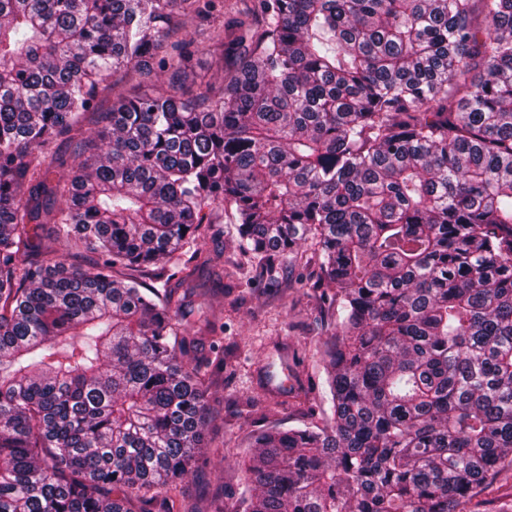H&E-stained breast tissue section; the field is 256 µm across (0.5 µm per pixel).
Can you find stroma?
I'll use <instances>...</instances> for the list:
<instances>
[{
    "mask_svg": "<svg viewBox=\"0 0 512 512\" xmlns=\"http://www.w3.org/2000/svg\"><path fill=\"white\" fill-rule=\"evenodd\" d=\"M190 36L202 42L206 51L196 57L193 76L179 90L186 98L219 79L223 49L213 24L192 29ZM216 230L213 265L223 268L224 278L216 280L212 270H203L193 280L210 289L207 304L224 325V387L209 397L214 417L210 435L222 448L208 451L198 471L174 494V512H184L191 504L205 512L215 500L224 512H233L235 497L227 481L238 472L250 433L277 423L285 427L327 423L316 409L318 380L310 362L326 331L310 289L280 273L271 281L255 277L248 259L235 248L232 210H225ZM269 396L278 403L273 416L263 407Z\"/></svg>",
    "mask_w": 512,
    "mask_h": 512,
    "instance_id": "stroma-1",
    "label": "stroma"
}]
</instances>
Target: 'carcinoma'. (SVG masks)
<instances>
[{
	"mask_svg": "<svg viewBox=\"0 0 512 512\" xmlns=\"http://www.w3.org/2000/svg\"><path fill=\"white\" fill-rule=\"evenodd\" d=\"M226 13L220 79L174 94ZM226 205L323 301L330 411L253 438L235 512H464L512 466V0H0V512H172Z\"/></svg>",
	"mask_w": 512,
	"mask_h": 512,
	"instance_id": "obj_1",
	"label": "carcinoma"
}]
</instances>
